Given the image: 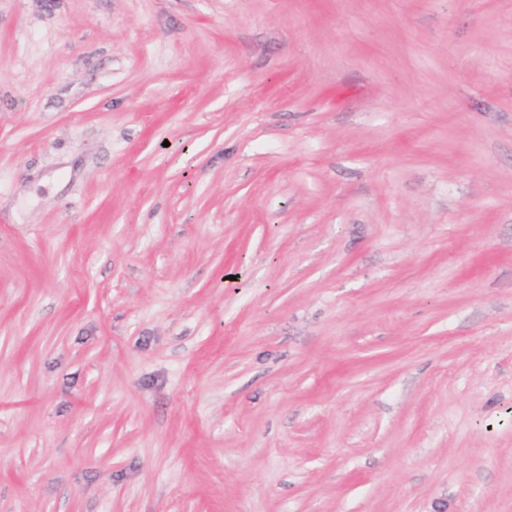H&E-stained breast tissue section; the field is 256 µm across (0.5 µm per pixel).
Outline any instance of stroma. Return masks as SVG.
I'll return each instance as SVG.
<instances>
[{
  "label": "stroma",
  "instance_id": "1",
  "mask_svg": "<svg viewBox=\"0 0 512 512\" xmlns=\"http://www.w3.org/2000/svg\"><path fill=\"white\" fill-rule=\"evenodd\" d=\"M0 512H512V0H0Z\"/></svg>",
  "mask_w": 512,
  "mask_h": 512
}]
</instances>
